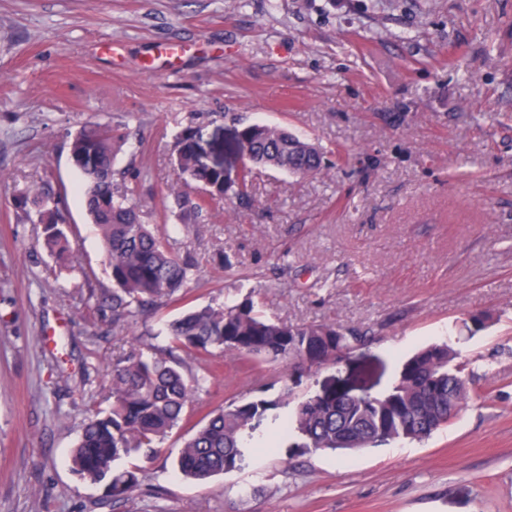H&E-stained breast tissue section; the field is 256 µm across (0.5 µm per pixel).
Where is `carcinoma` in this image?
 Wrapping results in <instances>:
<instances>
[{
	"label": "carcinoma",
	"instance_id": "cac0c4a2",
	"mask_svg": "<svg viewBox=\"0 0 512 512\" xmlns=\"http://www.w3.org/2000/svg\"><path fill=\"white\" fill-rule=\"evenodd\" d=\"M198 130L190 125L176 134L174 164L177 179L167 187L173 196L171 213L183 224L205 220L215 201L249 202L253 169L269 168L292 175L318 174L326 168V151L286 129L248 124L239 129L237 152L245 158L238 180L203 165L198 157ZM124 139L110 126L80 129L70 144V161L84 177L86 207L102 241L112 292L95 297L97 307L109 308L112 330L124 335L144 322L149 311L176 297L195 275L197 266L174 251L163 235L142 222L137 189L117 186L114 159ZM194 183L190 195L180 185ZM39 223L50 252L60 261L70 256L67 235L57 222L52 198L34 190ZM164 345L152 343L145 329L148 352L132 351L112 364L109 410H95L84 421L70 456L72 470L82 479L106 483L113 501L131 496L140 486L139 470L118 469L117 461L132 452L153 459L159 445L187 418L192 397L205 378L192 364L214 352L288 364L285 380L308 375L321 361L349 353L367 336L334 323L288 325L263 315L247 296L233 304H208L172 320ZM448 343L428 345L408 356L395 384L379 396L354 400L336 392L299 400L291 415L281 416L291 388L283 385L274 399L255 395L211 411L206 422L185 440L175 460L185 478L205 482L242 467L246 451L276 447L261 425L275 426L286 439L296 433L299 452L364 449L396 440L422 441L446 425L465 402L474 375L457 361Z\"/></svg>",
	"mask_w": 512,
	"mask_h": 512
}]
</instances>
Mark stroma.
Here are the masks:
<instances>
[{
  "mask_svg": "<svg viewBox=\"0 0 512 512\" xmlns=\"http://www.w3.org/2000/svg\"><path fill=\"white\" fill-rule=\"evenodd\" d=\"M170 43L183 51L160 65ZM249 123L318 141L330 164L306 178L255 170L250 205L169 230L199 273L148 328L249 295L288 324L373 335L293 398L382 395L406 356L443 340L475 383L425 440L293 458L254 448L203 484L174 465L184 426L154 460H120L142 486L112 502L69 454L139 336H113L89 297L112 280L70 141L84 125L119 129L116 166L159 224L176 133L197 127L212 152ZM41 186L72 271L19 199ZM480 312L491 322L468 333ZM215 361L198 419L276 396L288 371ZM0 512H512V0H0Z\"/></svg>",
  "mask_w": 512,
  "mask_h": 512,
  "instance_id": "35a3bbf8",
  "label": "stroma"
}]
</instances>
